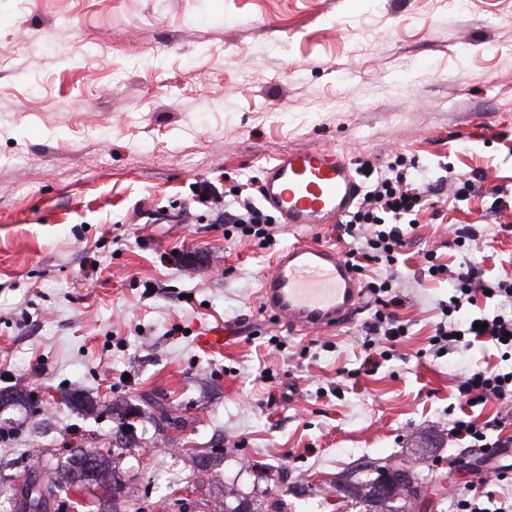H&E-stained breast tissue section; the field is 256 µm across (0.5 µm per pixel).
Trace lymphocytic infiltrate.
I'll return each mask as SVG.
<instances>
[{
    "label": "lymphocytic infiltrate",
    "instance_id": "f902f5d3",
    "mask_svg": "<svg viewBox=\"0 0 512 512\" xmlns=\"http://www.w3.org/2000/svg\"><path fill=\"white\" fill-rule=\"evenodd\" d=\"M414 160L399 156L391 162L386 173L377 176L362 199L340 224L343 234L355 245L346 253L351 268L363 275L365 288L375 306L374 320L365 330L366 348H380L381 359H388L393 347L407 336L408 328L395 309L402 303L394 295L392 278L367 276L370 265L393 267L404 254L407 238L415 228V217L437 196L436 186L425 184L422 174L416 173ZM224 229L234 237H250L259 245L274 241L276 229L271 215L250 201L225 205ZM424 273L430 278L450 279L453 291L442 302V319L435 326L430 345L435 354L464 350L478 342H489L512 354V277L493 281L483 278V271L471 260H463L457 268L438 263L435 250L421 255ZM497 298L496 311L478 318H462L466 306L476 305L483 296ZM458 400L466 414L457 416L451 434L468 447L494 457L499 449L512 446V436H503L502 419L479 420L470 415L472 407L493 401L512 400V371L503 372L493 366H476L467 370L457 384ZM512 488V471L492 469L479 483L469 484L466 491L453 496V512H489L481 498L488 485Z\"/></svg>",
    "mask_w": 512,
    "mask_h": 512
}]
</instances>
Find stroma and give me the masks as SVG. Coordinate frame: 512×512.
Here are the masks:
<instances>
[{
    "instance_id": "stroma-1",
    "label": "stroma",
    "mask_w": 512,
    "mask_h": 512,
    "mask_svg": "<svg viewBox=\"0 0 512 512\" xmlns=\"http://www.w3.org/2000/svg\"><path fill=\"white\" fill-rule=\"evenodd\" d=\"M329 147L350 163L418 159L435 181L481 170L465 201L419 213L396 287L408 334L361 373L362 300L328 332L301 334L259 304L276 248L302 238L346 252L335 225L278 224L275 242L224 237L223 201L201 182L261 204L262 165ZM512 205V0H0V391L11 409L6 473L25 479L48 448H106L127 401L136 443L119 480L144 512H220L224 493L288 512H358L336 490L364 462L423 458L444 486L412 512H452L451 494L488 469L449 434L464 369H512L490 344L435 357L429 338L453 265L451 225L475 224L471 259L512 274V232L485 223V191ZM224 347L200 348L209 326ZM268 380H260L261 370ZM92 399L94 411L69 397ZM184 427L158 433L145 396ZM222 445L200 479L188 449Z\"/></svg>"
}]
</instances>
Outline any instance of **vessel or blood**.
<instances>
[{"label": "vessel or blood", "instance_id": "vessel-or-blood-1", "mask_svg": "<svg viewBox=\"0 0 512 512\" xmlns=\"http://www.w3.org/2000/svg\"><path fill=\"white\" fill-rule=\"evenodd\" d=\"M362 186L347 158L315 147L288 152L262 170V197L282 223L339 221ZM358 275L335 249L313 241L282 247L259 290L264 311L289 329L325 331L347 323L360 307Z\"/></svg>", "mask_w": 512, "mask_h": 512}]
</instances>
